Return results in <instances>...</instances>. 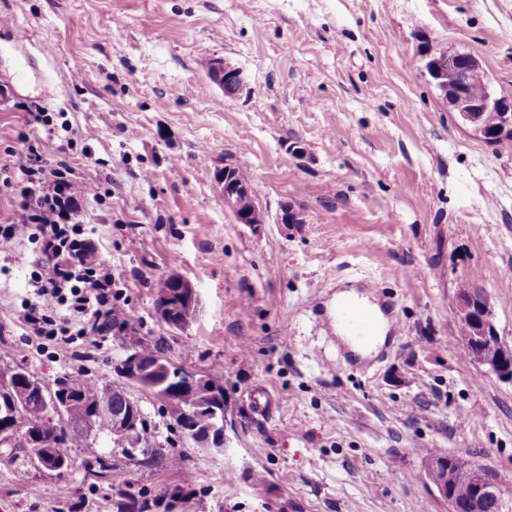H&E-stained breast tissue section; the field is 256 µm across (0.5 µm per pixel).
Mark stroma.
Listing matches in <instances>:
<instances>
[{
  "instance_id": "obj_1",
  "label": "stroma",
  "mask_w": 512,
  "mask_h": 512,
  "mask_svg": "<svg viewBox=\"0 0 512 512\" xmlns=\"http://www.w3.org/2000/svg\"><path fill=\"white\" fill-rule=\"evenodd\" d=\"M1 17L17 27L0 28V224L16 227L0 361L48 384L120 381L121 337L64 345L23 321L50 256L23 219L18 166L48 189L95 170L99 195L71 218L84 261L111 266L132 336L223 387L227 442L196 447L138 390L182 466L127 459L95 432L65 443L62 475L0 453V512H118L126 495L147 512H448L425 472L448 454L512 494V384L453 339L467 282L512 345V150L459 125L426 70L429 54L468 52L512 98V0H0ZM213 58L243 70L237 96L209 78ZM228 163L266 223L225 208ZM285 202L303 223H277ZM173 272L200 300L181 330L155 309ZM350 290L399 324L377 354L321 326Z\"/></svg>"
}]
</instances>
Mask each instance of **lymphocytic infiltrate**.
Segmentation results:
<instances>
[{"label": "lymphocytic infiltrate", "instance_id": "lymphocytic-infiltrate-1", "mask_svg": "<svg viewBox=\"0 0 512 512\" xmlns=\"http://www.w3.org/2000/svg\"><path fill=\"white\" fill-rule=\"evenodd\" d=\"M76 207V199L70 184L57 183L53 192L43 193L39 182H32L24 192L23 209L27 218L37 224L45 235L46 248L54 252H69L67 262H50L40 265L32 280L36 301L24 320L34 332L46 334L53 324L58 306H68L77 314L82 326L80 335L91 336L109 328L130 326L129 311L112 302V287L115 279L110 266L95 267L79 262L78 257L85 247L81 240V228L66 232L63 223Z\"/></svg>", "mask_w": 512, "mask_h": 512}]
</instances>
